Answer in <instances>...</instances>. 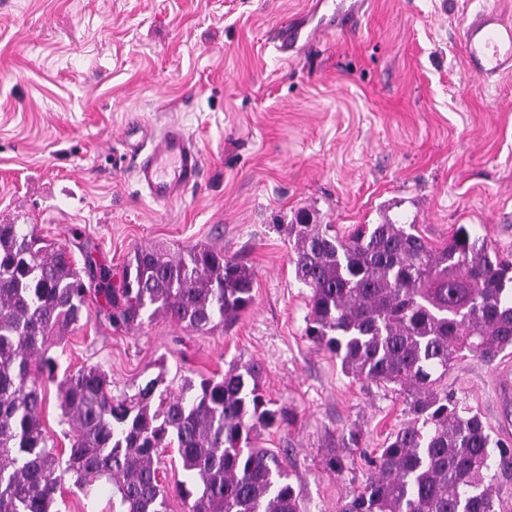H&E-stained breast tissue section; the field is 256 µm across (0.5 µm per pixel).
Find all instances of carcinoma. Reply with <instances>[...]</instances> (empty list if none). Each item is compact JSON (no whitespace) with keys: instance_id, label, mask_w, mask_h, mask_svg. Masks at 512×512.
Masks as SVG:
<instances>
[{"instance_id":"cac0c4a2","label":"carcinoma","mask_w":512,"mask_h":512,"mask_svg":"<svg viewBox=\"0 0 512 512\" xmlns=\"http://www.w3.org/2000/svg\"><path fill=\"white\" fill-rule=\"evenodd\" d=\"M286 232L295 277L310 289L308 341L346 375L406 395L408 420L339 512H503L497 475L512 469V447L444 378L467 354L490 364L512 349V262L464 224L439 247L387 217L341 236L302 210ZM88 276L115 329L162 316L208 332L254 300L253 269L209 246L141 248L118 282L91 267ZM89 293L66 247L0 224V512H58L68 480L87 491L112 484L120 512H169L173 496L185 512H300L287 468L254 442L257 429L287 420L256 363L176 393L152 378L132 397L112 395L97 365L57 374L47 343L79 324ZM44 375L70 428L65 457L41 421ZM169 448L183 472L172 486L159 477Z\"/></svg>"}]
</instances>
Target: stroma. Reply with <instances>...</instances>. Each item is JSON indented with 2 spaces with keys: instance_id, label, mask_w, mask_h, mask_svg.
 I'll list each match as a JSON object with an SVG mask.
<instances>
[{
  "instance_id": "35a3bbf8",
  "label": "stroma",
  "mask_w": 512,
  "mask_h": 512,
  "mask_svg": "<svg viewBox=\"0 0 512 512\" xmlns=\"http://www.w3.org/2000/svg\"><path fill=\"white\" fill-rule=\"evenodd\" d=\"M307 2L0 0V224L34 226L115 280L150 246L209 245L250 266L254 303L231 324L117 330L93 293L49 353L63 370L101 367L116 396L257 363L290 414L258 444L287 467L301 512H337L406 402L307 340L310 290L284 227L301 209L342 234L389 217L440 245L463 224L512 258V75H471L459 41L467 16L492 3L512 13V0H368L353 31L281 59L269 38ZM135 119L195 140L197 188L169 203L140 188L120 138ZM505 366L512 353L448 372L495 438Z\"/></svg>"
}]
</instances>
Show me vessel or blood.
Wrapping results in <instances>:
<instances>
[{"mask_svg":"<svg viewBox=\"0 0 512 512\" xmlns=\"http://www.w3.org/2000/svg\"><path fill=\"white\" fill-rule=\"evenodd\" d=\"M365 0H313L310 14L290 20L273 35L280 54L299 52L339 26L355 23ZM460 42L473 75L492 81L512 72V17L486 7L464 20ZM137 184L157 202H171L193 189L202 170L196 142L177 124L161 130L135 126L128 130Z\"/></svg>","mask_w":512,"mask_h":512,"instance_id":"1","label":"vessel or blood"}]
</instances>
